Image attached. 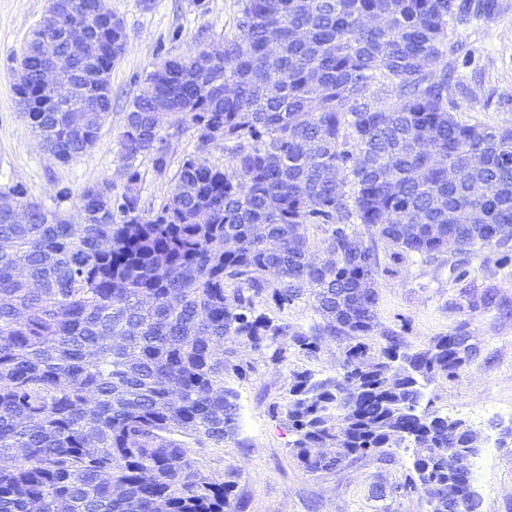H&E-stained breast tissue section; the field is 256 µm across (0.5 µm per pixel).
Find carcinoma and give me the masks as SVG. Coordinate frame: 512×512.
<instances>
[{
	"label": "carcinoma",
	"instance_id": "1",
	"mask_svg": "<svg viewBox=\"0 0 512 512\" xmlns=\"http://www.w3.org/2000/svg\"><path fill=\"white\" fill-rule=\"evenodd\" d=\"M92 27L87 69L112 71L128 35ZM496 0H240L237 33L167 60L147 75L118 132L120 187L102 208L86 186L81 224L21 196L26 224L0 209V512H239L235 481H210L183 439L221 446L239 431L224 377L252 370L235 346L281 364L348 340L342 371L292 373L270 414L293 432L290 453L334 472L386 448H418L405 482L428 512H480L471 469L451 458L477 447L461 419L422 407L423 381L454 380L477 346L459 329L410 351L401 333L372 354L378 278L410 257L429 262L490 247L512 226V127L464 124L445 56L472 15ZM276 33L272 58L267 39ZM15 83L37 139L61 163L98 136L40 103L38 61ZM279 91L272 96L268 84ZM90 104L112 112V86ZM197 155L169 177L172 142ZM224 145L230 164L203 156ZM172 179L142 204L139 161ZM457 172L448 183L445 169ZM489 189L475 194L472 179ZM324 226L327 258L309 260L307 226ZM388 252L380 258L377 241ZM236 284L233 291L227 285ZM305 303L320 321L293 330L260 306Z\"/></svg>",
	"mask_w": 512,
	"mask_h": 512
}]
</instances>
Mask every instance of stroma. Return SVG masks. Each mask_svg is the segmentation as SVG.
<instances>
[{"label": "stroma", "instance_id": "35a3bbf8", "mask_svg": "<svg viewBox=\"0 0 512 512\" xmlns=\"http://www.w3.org/2000/svg\"><path fill=\"white\" fill-rule=\"evenodd\" d=\"M124 21L128 46L111 74L112 112L96 145L67 164L49 158L37 145L30 122L16 105L14 68L37 25L47 0H0V185L22 183L29 199L45 207L77 213L85 187L115 177L120 166L117 132L145 78L165 60L184 57L233 35L239 0H106ZM460 45L447 61L463 81L456 94L457 117L469 124L512 126V0H498L495 14L463 27ZM69 190L62 198L61 190ZM464 270L454 279L452 264ZM492 290V304L469 308L466 287ZM377 320L384 330L405 336L421 350L438 336L465 329L479 347L478 358L457 380L429 381L425 400L439 414L464 420L481 432L490 454L471 482L480 512H512V442L499 441L498 425L512 424V262L501 263L493 250L465 259L443 254L432 262L411 260L398 274L379 277ZM345 342L325 339L319 352L289 353L276 365L261 353L240 347L252 372L225 384L239 405L238 443L190 445L197 468L215 482L234 476L243 512H381L371 492L376 485L403 481L415 455L411 448H391L386 455L353 461L332 473H310L291 457L287 425L269 414L282 401L291 374L304 369L328 376L339 371Z\"/></svg>", "mask_w": 512, "mask_h": 512}]
</instances>
